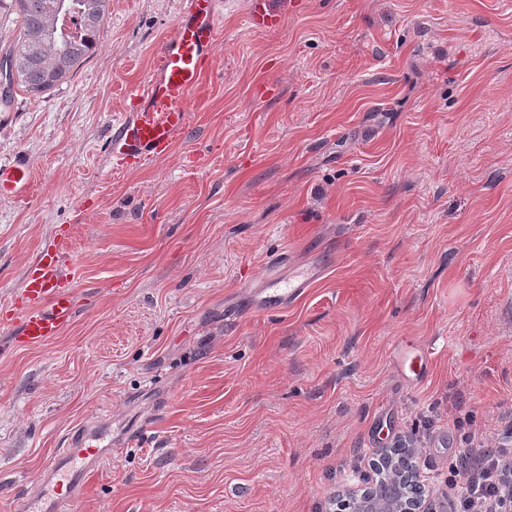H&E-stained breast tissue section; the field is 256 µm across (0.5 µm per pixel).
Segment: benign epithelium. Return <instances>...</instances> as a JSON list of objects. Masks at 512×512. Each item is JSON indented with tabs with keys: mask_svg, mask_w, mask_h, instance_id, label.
Returning a JSON list of instances; mask_svg holds the SVG:
<instances>
[{
	"mask_svg": "<svg viewBox=\"0 0 512 512\" xmlns=\"http://www.w3.org/2000/svg\"><path fill=\"white\" fill-rule=\"evenodd\" d=\"M376 465L387 467L391 481L336 495V512H448V500L433 498L420 475L417 449L384 448Z\"/></svg>",
	"mask_w": 512,
	"mask_h": 512,
	"instance_id": "1",
	"label": "benign epithelium"
}]
</instances>
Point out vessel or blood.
Masks as SVG:
<instances>
[{"instance_id":"vessel-or-blood-1","label":"vessel or blood","mask_w":512,"mask_h":512,"mask_svg":"<svg viewBox=\"0 0 512 512\" xmlns=\"http://www.w3.org/2000/svg\"><path fill=\"white\" fill-rule=\"evenodd\" d=\"M219 4L220 0H185L176 24L161 44L152 76L145 84L127 89L132 107L116 122L111 143L113 154L122 163L138 167L146 160L165 157L186 133L191 99L203 96L212 71ZM248 18L257 31L278 27L282 21L281 15L269 8L268 0H251ZM30 185L25 161L0 164V195L21 198ZM68 254L67 238H59L30 268L12 315L18 345L47 343L73 321L76 307L65 270ZM309 281L308 273L285 279L273 269L260 286L270 299L278 300L301 293ZM101 439L93 424H84L71 432L66 447L49 461L47 484L53 512H66L69 494L83 490L96 466L94 457Z\"/></svg>"}]
</instances>
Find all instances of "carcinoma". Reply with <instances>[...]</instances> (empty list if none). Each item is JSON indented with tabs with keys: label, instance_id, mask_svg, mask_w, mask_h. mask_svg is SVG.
Wrapping results in <instances>:
<instances>
[{
	"label": "carcinoma",
	"instance_id": "1",
	"mask_svg": "<svg viewBox=\"0 0 512 512\" xmlns=\"http://www.w3.org/2000/svg\"><path fill=\"white\" fill-rule=\"evenodd\" d=\"M109 0H0L13 16L12 39L0 46V112L15 89L39 98L65 82L98 48Z\"/></svg>",
	"mask_w": 512,
	"mask_h": 512
}]
</instances>
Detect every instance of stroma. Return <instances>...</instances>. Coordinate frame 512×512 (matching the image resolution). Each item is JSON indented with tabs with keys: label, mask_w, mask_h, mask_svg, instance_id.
I'll return each instance as SVG.
<instances>
[{
	"label": "stroma",
	"mask_w": 512,
	"mask_h": 512,
	"mask_svg": "<svg viewBox=\"0 0 512 512\" xmlns=\"http://www.w3.org/2000/svg\"><path fill=\"white\" fill-rule=\"evenodd\" d=\"M183 0H110L67 83L0 112V512L74 428L112 444L71 512H332L396 438L433 494L512 427V0H223L208 94L170 154L116 171L113 118ZM69 235L77 315L7 306ZM311 269L255 311L268 261ZM428 358L413 380L390 352ZM268 4L267 0L250 1L248 18L254 30L264 31L280 25L282 21L281 15L270 9ZM31 185L30 170L21 159L9 164H0V195L22 198L29 193Z\"/></svg>",
	"instance_id": "obj_1"
}]
</instances>
